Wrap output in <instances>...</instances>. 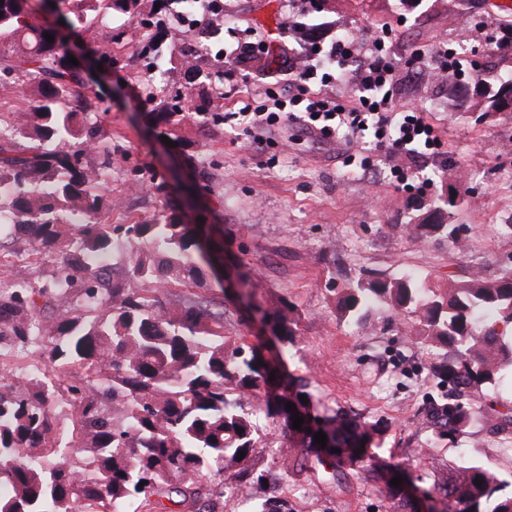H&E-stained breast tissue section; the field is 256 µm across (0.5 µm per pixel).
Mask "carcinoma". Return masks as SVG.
Wrapping results in <instances>:
<instances>
[{
	"label": "carcinoma",
	"mask_w": 512,
	"mask_h": 512,
	"mask_svg": "<svg viewBox=\"0 0 512 512\" xmlns=\"http://www.w3.org/2000/svg\"><path fill=\"white\" fill-rule=\"evenodd\" d=\"M66 9L68 32L93 35L94 21L114 11L141 14V0H42ZM30 0H0V72L37 81V92L14 112L0 114V200L14 223L27 226V266L19 287L0 291V346L15 358L47 355L46 363L15 372L0 364V512H77L94 505L116 512L133 499L175 493L191 498L193 512H211L192 490L195 478L213 470L212 495L224 496L238 481L267 475L249 471L262 450L255 400L265 395V416L294 442L300 468L332 469L341 484L344 468H375L369 447L379 429L355 415L309 412L307 386L270 380L276 363L244 338L224 335V317L203 304L174 306L150 287H185L214 270L224 243L211 224H182L163 208L149 223H112L104 194L112 174V136L101 133L77 87L59 31L38 24ZM54 36L53 42L45 34ZM189 91L160 101L153 113L164 123L180 111ZM465 100L486 112L512 102V77L484 78L461 91L448 89V108ZM456 204L444 199L417 224L406 225L417 241L446 238L463 250L449 224ZM127 247L121 268L109 266L111 250ZM51 260L57 268L42 281L30 266ZM342 316L367 324L375 309L428 357L426 378L456 392L480 393L504 370L512 375V269L487 279H466L432 288L418 276L362 273L336 297ZM279 342L288 345L297 325L282 303L263 310ZM306 396L301 401L299 396ZM120 402L122 419L106 411ZM292 402L304 418L293 428ZM484 411L456 399L433 402L422 416L438 437L462 433ZM326 434V448L315 434ZM243 459H238L240 452ZM92 454L86 470L75 456ZM240 469L224 475V465ZM481 485H476V480ZM512 480L489 462L465 461L433 472L431 489L453 497L449 512H512ZM373 490L389 512H414L402 487L384 480ZM248 512H290L274 496Z\"/></svg>",
	"instance_id": "1"
}]
</instances>
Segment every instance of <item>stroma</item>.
<instances>
[{"label": "stroma", "instance_id": "stroma-1", "mask_svg": "<svg viewBox=\"0 0 512 512\" xmlns=\"http://www.w3.org/2000/svg\"><path fill=\"white\" fill-rule=\"evenodd\" d=\"M503 15L499 0H469L464 7L423 0L413 11L400 0H329L327 9L310 18L319 27L316 40L326 46L350 27L385 38L397 66L390 88L394 103L426 112L448 153L447 166L426 161L424 173L434 184L423 194L398 188L394 169L405 166L403 158L372 156L374 168L366 170L367 142L305 134L291 122L239 135L233 114L242 102L260 104L268 89H287L290 80L286 71L262 61L245 64L224 51L245 40L264 42L271 56L304 52V43L283 29L285 21L301 19L289 0H224V24L206 40L185 28L161 30L142 17L113 13L111 29L98 30L90 57L112 56L114 66L84 71L79 88L119 147L112 157L113 223H124L130 213L151 219L168 199L184 223L215 224L224 231V277L185 289L163 287L160 295L211 300L224 313L225 335L250 339L268 335L254 304L292 303L298 327L284 353L286 371L309 382L319 412L342 409L381 423V463L426 479L432 464L471 458L512 473V453L493 430L498 414L486 411L457 439L431 443L419 409L434 391L410 379L405 359L413 351L404 336L379 313L365 327L350 324L336 308V293L364 269L414 272L444 285L464 279L474 266L487 278L512 266V235L504 230L512 221V112L448 111L447 85L411 73L414 55L433 56L457 26L478 17L496 34ZM114 32L122 34L120 43L111 42ZM200 41L208 54L201 66L204 82L194 86L183 116L155 123L149 88L162 87L168 96L182 89V55ZM455 59L465 85L512 66L473 41L457 44ZM201 110L211 113L209 122L199 123ZM138 168L155 184L133 195L129 187ZM452 192L461 199L452 221L460 228L463 251L443 240L419 243L403 232V225ZM245 271L254 294L250 303L235 294L237 275ZM260 424L264 449L253 465L267 471L270 481L241 484L239 493L221 498L217 512H241L244 501H264L272 483L283 478L292 489L308 488L289 495L292 512H387V503L356 473H349L341 489L328 478L311 485L310 472L294 466L280 430L266 418Z\"/></svg>", "mask_w": 512, "mask_h": 512}]
</instances>
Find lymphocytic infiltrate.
I'll list each match as a JSON object with an SVG mask.
<instances>
[{"label":"lymphocytic infiltrate","instance_id":"f902f5d3","mask_svg":"<svg viewBox=\"0 0 512 512\" xmlns=\"http://www.w3.org/2000/svg\"><path fill=\"white\" fill-rule=\"evenodd\" d=\"M354 48L353 41L339 38L320 55L319 65L305 67L289 60L292 91L285 96L270 95L258 108L244 106L236 115L242 130L290 121L326 138L372 135L376 150L389 157L416 162L438 154L441 138L424 113L401 112L393 104L389 88L396 69L383 39H376L374 52L355 72L353 98L313 89L311 81L317 77L328 85L336 82L337 72L346 71L353 61Z\"/></svg>","mask_w":512,"mask_h":512}]
</instances>
